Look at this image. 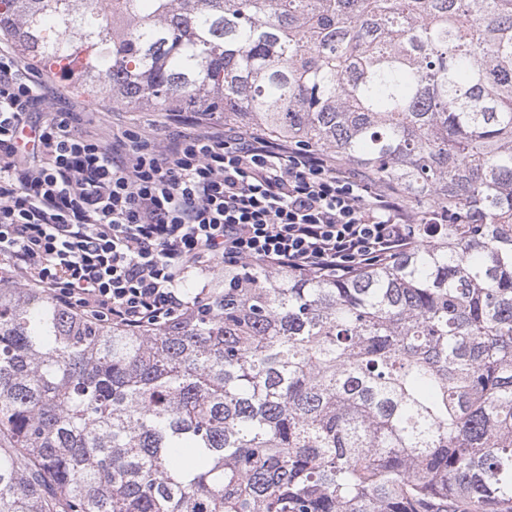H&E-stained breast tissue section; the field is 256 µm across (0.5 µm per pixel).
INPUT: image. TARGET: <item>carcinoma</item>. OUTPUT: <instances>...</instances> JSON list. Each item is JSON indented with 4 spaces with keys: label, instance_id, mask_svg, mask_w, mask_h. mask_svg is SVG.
<instances>
[{
    "label": "carcinoma",
    "instance_id": "1",
    "mask_svg": "<svg viewBox=\"0 0 512 512\" xmlns=\"http://www.w3.org/2000/svg\"><path fill=\"white\" fill-rule=\"evenodd\" d=\"M98 101L222 112L443 217L158 327L0 281V512H512V0H0Z\"/></svg>",
    "mask_w": 512,
    "mask_h": 512
}]
</instances>
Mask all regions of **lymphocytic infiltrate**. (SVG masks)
I'll return each mask as SVG.
<instances>
[{
	"label": "lymphocytic infiltrate",
	"instance_id": "lymphocytic-infiltrate-1",
	"mask_svg": "<svg viewBox=\"0 0 512 512\" xmlns=\"http://www.w3.org/2000/svg\"><path fill=\"white\" fill-rule=\"evenodd\" d=\"M46 93L0 46V262L88 318L162 326L214 263L343 280L430 234L433 215L324 153L257 132L107 143Z\"/></svg>",
	"mask_w": 512,
	"mask_h": 512
}]
</instances>
